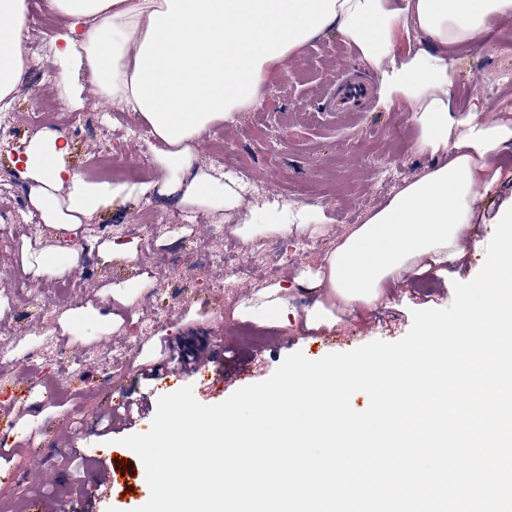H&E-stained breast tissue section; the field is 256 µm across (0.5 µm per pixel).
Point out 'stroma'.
<instances>
[{
    "label": "stroma",
    "mask_w": 512,
    "mask_h": 512,
    "mask_svg": "<svg viewBox=\"0 0 512 512\" xmlns=\"http://www.w3.org/2000/svg\"><path fill=\"white\" fill-rule=\"evenodd\" d=\"M24 31L27 66L12 99L0 113L18 116L15 135L0 139V225L16 226L20 242L0 246V434L13 452L0 462V512H31L47 498L72 506L76 482L92 484L95 451L125 437L101 431L105 412L123 401L147 404V432L159 390L144 379L161 343L175 349L213 343L228 336L224 359L250 362L251 382L269 378L296 351H308L309 336H338L335 349L353 350L374 340L396 341L412 325L416 310L442 309L454 299V282L480 271L497 214L512 207V152L487 166L491 187L472 205L473 233L464 260L420 263L386 280L376 303L348 309L333 294L305 290L324 276L326 259L349 235L409 183L424 177L444 153L418 151L420 128L411 103L377 93L368 112H329L324 96L345 67L366 75L375 70L339 32L330 30L274 67L260 103L232 113L192 145V166L222 185L212 199L165 196L169 173L158 141L141 140L144 124L96 90L87 70L72 69L70 87L58 80L52 52L55 32L37 19L47 0H27ZM492 19L485 41L448 49L449 111L453 138L466 136L461 118L478 113L488 127L512 129V36ZM52 96L88 114L80 128L55 123L69 150L63 162L85 179L102 176L94 165L103 139H110L115 167L152 166L150 189L128 184L124 205L88 217L86 224H47L32 202L33 184L19 175L20 158L34 128L36 94ZM223 142L236 168L260 182L264 192L245 196L212 169L216 142ZM177 214L187 230L151 234L137 221ZM278 223H270V216ZM94 225L97 237L86 234ZM224 252L228 265L213 263ZM67 275H59L61 265ZM77 281L61 296L63 279ZM52 297L49 306L30 298ZM158 319L149 335L140 318ZM281 335V347L253 355L245 333ZM122 480L103 495L94 512H134L150 498L143 463L125 455Z\"/></svg>",
    "instance_id": "stroma-1"
}]
</instances>
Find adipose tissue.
<instances>
[{
  "mask_svg": "<svg viewBox=\"0 0 512 512\" xmlns=\"http://www.w3.org/2000/svg\"><path fill=\"white\" fill-rule=\"evenodd\" d=\"M65 27L54 42L61 81L85 63L99 92L136 112L164 142L162 161L200 197L218 193L188 161L190 144L232 112L262 100L268 73L314 38L339 31L379 73L386 93L418 103L419 149L451 148L448 160L410 183L327 258L315 288L354 309L379 299L383 282L410 263L459 258L470 230L476 161L512 151V130L473 122L450 141L448 62L452 43H479L512 0H49ZM412 18L421 47L397 54L394 32ZM26 0H0V101L10 99L27 63ZM61 132L32 137L20 160L34 204L49 224H78L121 199L124 184L95 183L62 164Z\"/></svg>",
  "mask_w": 512,
  "mask_h": 512,
  "instance_id": "adipose-tissue-1",
  "label": "adipose tissue"
}]
</instances>
